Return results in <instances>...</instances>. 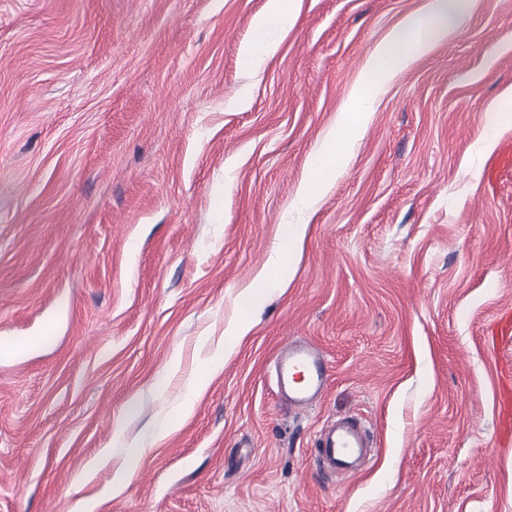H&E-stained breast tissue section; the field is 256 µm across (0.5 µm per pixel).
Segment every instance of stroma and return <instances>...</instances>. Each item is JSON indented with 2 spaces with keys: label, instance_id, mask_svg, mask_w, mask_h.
<instances>
[{
  "label": "stroma",
  "instance_id": "35a3bbf8",
  "mask_svg": "<svg viewBox=\"0 0 512 512\" xmlns=\"http://www.w3.org/2000/svg\"><path fill=\"white\" fill-rule=\"evenodd\" d=\"M266 3L0 0V337L22 343L0 354V512H512V341L489 339L512 308V174L489 189L483 148L512 141V0H476L374 91L306 211L368 57L426 0H299L247 70ZM291 224L287 287L243 309ZM292 341L330 366L300 411L272 364ZM345 417L370 435L355 476L313 453ZM250 329L251 325L248 318L239 319L229 328L228 335L233 336L234 341L232 343L225 342V345L223 342L221 344L220 342L217 344V352L220 356L213 355L207 359L210 374L216 375L222 370L224 366V351L226 353L227 351L232 350L238 342L242 341L247 336ZM512 425V391L511 375L502 382L499 396V430L502 435H508L511 432Z\"/></svg>",
  "mask_w": 512,
  "mask_h": 512
}]
</instances>
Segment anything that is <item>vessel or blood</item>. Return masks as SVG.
<instances>
[{"label":"vessel or blood","instance_id":"b4317fda","mask_svg":"<svg viewBox=\"0 0 512 512\" xmlns=\"http://www.w3.org/2000/svg\"><path fill=\"white\" fill-rule=\"evenodd\" d=\"M512 170V143L503 142L487 179L496 182L499 176ZM277 382L287 390L289 407H305L327 385L329 365L321 352L310 344L299 343L289 347L276 364ZM499 430L512 433V382L503 381L499 396ZM366 432L357 421L337 422L327 426L318 439L317 460L332 468L355 473V461L361 455Z\"/></svg>","mask_w":512,"mask_h":512}]
</instances>
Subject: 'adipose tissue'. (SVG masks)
Returning a JSON list of instances; mask_svg holds the SVG:
<instances>
[{
	"instance_id": "adipose-tissue-1",
	"label": "adipose tissue",
	"mask_w": 512,
	"mask_h": 512,
	"mask_svg": "<svg viewBox=\"0 0 512 512\" xmlns=\"http://www.w3.org/2000/svg\"><path fill=\"white\" fill-rule=\"evenodd\" d=\"M465 12L462 0H427L422 11L406 17L377 46L366 62L363 79L350 95L347 112L338 123L337 138L328 139L316 154V172L328 170L335 163L337 140H352L363 128L376 86L426 54L438 42L447 39L449 33L457 31ZM295 18L294 0H267L265 12L253 24L254 40L243 53L244 65L254 68L273 57L279 47V34L287 31ZM306 231V225H289L283 244L274 250L257 276L260 288L281 285L287 273L285 258L301 248Z\"/></svg>"
}]
</instances>
